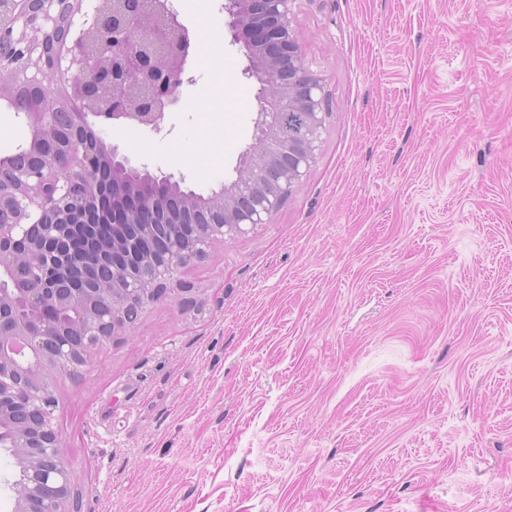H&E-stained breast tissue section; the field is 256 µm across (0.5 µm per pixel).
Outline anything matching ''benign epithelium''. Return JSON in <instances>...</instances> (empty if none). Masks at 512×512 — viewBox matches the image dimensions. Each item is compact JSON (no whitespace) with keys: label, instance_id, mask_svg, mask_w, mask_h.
Returning a JSON list of instances; mask_svg holds the SVG:
<instances>
[{"label":"benign epithelium","instance_id":"1","mask_svg":"<svg viewBox=\"0 0 512 512\" xmlns=\"http://www.w3.org/2000/svg\"><path fill=\"white\" fill-rule=\"evenodd\" d=\"M108 10L101 0H76L78 19L62 59L50 65L38 53L54 29L58 0H14L0 17V37L20 42L13 60L0 58V100L9 99L5 76L19 71L41 85L46 70L52 85L68 89L67 106L76 127L93 132L89 118L161 131L177 106L187 77L190 36L168 0H118ZM299 0H225L226 25L245 50V74L260 85L254 141L242 154L234 181L214 191L212 209L182 197L176 203L150 193L157 176L135 167L112 145L66 141L56 133L57 112L23 115L29 143L57 148L39 163H0V424L13 426L20 470L13 512H81L63 440L55 427L59 376H75L95 350L134 327L144 310L188 291L181 274L203 260L210 248L266 224L316 164L323 130L334 102L325 79L306 61L294 28ZM93 33L96 48L84 36ZM89 111H83L84 107ZM302 111V136L288 142L279 119ZM83 224H135L145 239L164 225L171 239L160 259L138 254L139 278L112 269L105 286L67 287L72 268L98 261L72 244ZM204 227L196 243L184 246V230ZM23 302L29 318H14Z\"/></svg>","mask_w":512,"mask_h":512}]
</instances>
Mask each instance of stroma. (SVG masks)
<instances>
[{
  "label": "stroma",
  "mask_w": 512,
  "mask_h": 512,
  "mask_svg": "<svg viewBox=\"0 0 512 512\" xmlns=\"http://www.w3.org/2000/svg\"><path fill=\"white\" fill-rule=\"evenodd\" d=\"M161 132L98 126L202 195L253 141L224 0H170ZM335 106L271 223L58 382L81 512H512V0H301Z\"/></svg>",
  "instance_id": "35a3bbf8"
}]
</instances>
